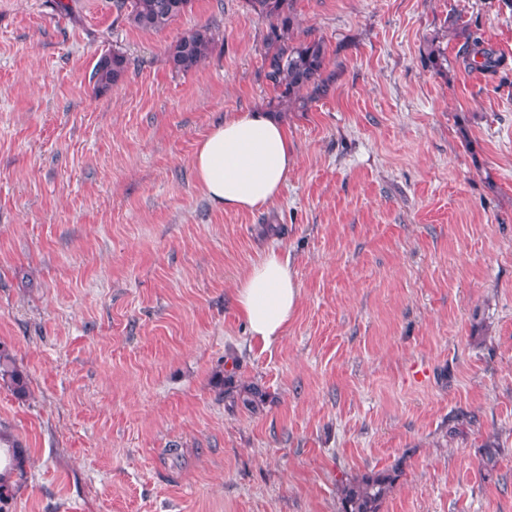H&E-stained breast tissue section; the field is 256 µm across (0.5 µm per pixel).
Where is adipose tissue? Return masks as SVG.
Wrapping results in <instances>:
<instances>
[{"label": "adipose tissue", "instance_id": "1", "mask_svg": "<svg viewBox=\"0 0 512 512\" xmlns=\"http://www.w3.org/2000/svg\"><path fill=\"white\" fill-rule=\"evenodd\" d=\"M192 164L213 203L254 211L278 201L295 152L286 122L255 109L226 115L198 142ZM299 296L289 255L271 247L238 280L234 303L251 337L268 345L282 335Z\"/></svg>", "mask_w": 512, "mask_h": 512}]
</instances>
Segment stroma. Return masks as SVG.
I'll list each match as a JSON object with an SVG mask.
<instances>
[{"mask_svg": "<svg viewBox=\"0 0 512 512\" xmlns=\"http://www.w3.org/2000/svg\"><path fill=\"white\" fill-rule=\"evenodd\" d=\"M72 6L0 0V344L30 389L0 381L28 456L0 512H340L392 467L380 512H512V0H296L336 79L286 110L296 164L257 212L191 164L271 106L245 0L159 33ZM456 19L502 68L468 67ZM202 26L207 60L175 73L167 45ZM115 51L129 69L96 91ZM271 245L300 297L266 345L233 290ZM398 468L364 475L341 488V512H379L387 490L396 480Z\"/></svg>", "mask_w": 512, "mask_h": 512, "instance_id": "obj_1", "label": "stroma"}]
</instances>
